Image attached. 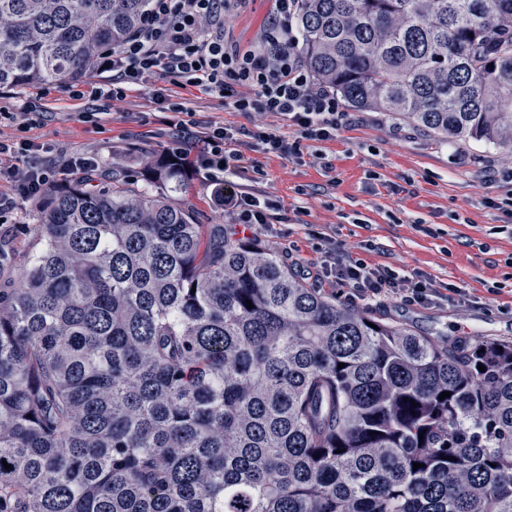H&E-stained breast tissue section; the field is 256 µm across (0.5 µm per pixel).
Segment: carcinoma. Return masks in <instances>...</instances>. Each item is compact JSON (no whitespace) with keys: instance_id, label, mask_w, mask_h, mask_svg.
<instances>
[{"instance_id":"cac0c4a2","label":"carcinoma","mask_w":512,"mask_h":512,"mask_svg":"<svg viewBox=\"0 0 512 512\" xmlns=\"http://www.w3.org/2000/svg\"><path fill=\"white\" fill-rule=\"evenodd\" d=\"M147 8L0 0V89L82 79ZM293 21L348 107L512 149V0H298ZM183 178L159 157L162 193L44 200L0 288V512H512V341L450 349L338 304L196 223Z\"/></svg>"}]
</instances>
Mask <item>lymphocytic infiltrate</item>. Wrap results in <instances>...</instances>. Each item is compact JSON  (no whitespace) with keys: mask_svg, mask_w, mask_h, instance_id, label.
Wrapping results in <instances>:
<instances>
[{"mask_svg":"<svg viewBox=\"0 0 512 512\" xmlns=\"http://www.w3.org/2000/svg\"><path fill=\"white\" fill-rule=\"evenodd\" d=\"M242 2L149 0L137 30L119 47L98 53L93 69L111 76L109 88L97 91L98 97L106 100H123L147 77L160 73L180 87L223 96L226 108L275 114L295 127L299 138L291 142L271 130L251 133L244 127L217 126L192 157L187 144L194 133L184 117L186 109L177 102L169 106L176 118L164 156L179 162L191 158L195 171L213 185L216 207L230 223L249 229L270 226L276 205L260 202L243 187L225 184L224 164L243 159L235 147L237 136L252 135L264 153L293 160L302 154V140L335 139L347 114L340 109L335 93L315 81L293 50L297 38L290 18L296 0H276L275 14L251 49L241 48L225 35L227 18ZM34 150V145L24 140L10 145L0 141V180L10 187L8 193H0L1 224L6 223L16 197L43 196L53 183L46 167L16 164V155ZM315 277L336 279L360 300H382L402 293L410 301L427 304L440 295L431 281L401 278L388 267L349 255L323 261L316 267Z\"/></svg>","mask_w":512,"mask_h":512,"instance_id":"lymphocytic-infiltrate-1","label":"lymphocytic infiltrate"}]
</instances>
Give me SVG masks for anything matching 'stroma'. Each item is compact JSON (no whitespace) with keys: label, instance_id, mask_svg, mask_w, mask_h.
Instances as JSON below:
<instances>
[{"label":"stroma","instance_id":"1","mask_svg":"<svg viewBox=\"0 0 512 512\" xmlns=\"http://www.w3.org/2000/svg\"><path fill=\"white\" fill-rule=\"evenodd\" d=\"M274 6L275 0H247L227 31L229 38L243 47L257 44ZM48 90L44 121L23 132L2 124L0 139L24 138L49 150L59 183L75 156L95 158L121 179L140 180L146 155H161L169 133L165 115L152 99L157 92L192 109L201 136L217 125H257L290 140L296 137L287 121L225 109L222 98L180 89L159 76L114 102L99 131L77 119L78 112L98 111V101L71 99L63 82L49 84ZM349 119L335 139L305 141L299 162L241 147L244 165L228 169L225 182L280 204L275 223L279 241L263 234L260 242L291 267L316 262L322 238H331L353 257L401 276L432 279L444 295L429 306L399 298L353 302L348 287L322 284V292L338 303L354 304L383 321L402 322L451 343L512 340V223L486 204L512 189L501 177L512 169V152L442 142L386 112L353 109ZM318 153L331 159L333 171L315 162ZM256 165L262 174L253 173ZM212 191L201 176L189 174L178 199L198 223L220 224L224 213L213 206ZM39 216L38 201L26 199L18 200L9 215L13 265L0 269V283L12 284L13 266L36 250L31 227Z\"/></svg>","mask_w":512,"mask_h":512}]
</instances>
